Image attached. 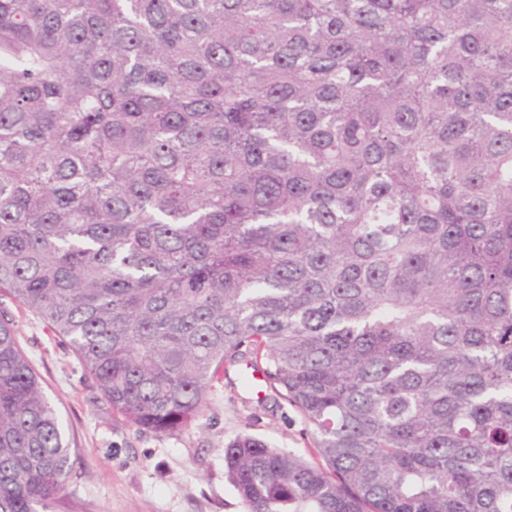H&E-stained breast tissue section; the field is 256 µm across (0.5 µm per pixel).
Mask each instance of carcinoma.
Segmentation results:
<instances>
[{"mask_svg":"<svg viewBox=\"0 0 512 512\" xmlns=\"http://www.w3.org/2000/svg\"><path fill=\"white\" fill-rule=\"evenodd\" d=\"M0 291L125 420L261 372L245 512H512V0H0ZM0 320V512H76Z\"/></svg>","mask_w":512,"mask_h":512,"instance_id":"1","label":"carcinoma"}]
</instances>
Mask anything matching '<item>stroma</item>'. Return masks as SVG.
I'll list each match as a JSON object with an SVG mask.
<instances>
[{"label": "stroma", "instance_id": "stroma-1", "mask_svg": "<svg viewBox=\"0 0 512 512\" xmlns=\"http://www.w3.org/2000/svg\"><path fill=\"white\" fill-rule=\"evenodd\" d=\"M23 352L75 450L63 493L77 512H244L224 473V448L242 434L301 456L311 438L299 412L260 397L243 374L214 378L207 406L176 434L138 429L113 411L64 338L0 292Z\"/></svg>", "mask_w": 512, "mask_h": 512}]
</instances>
